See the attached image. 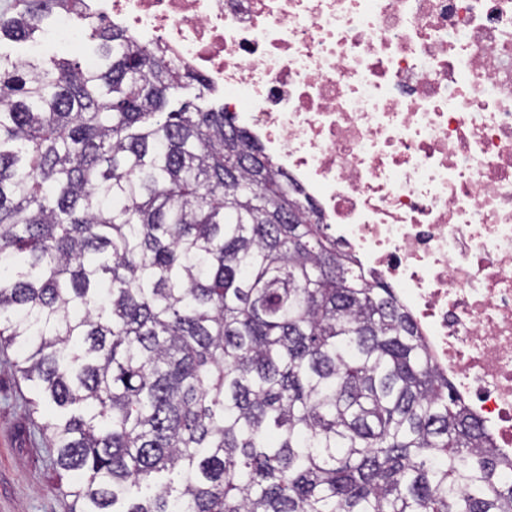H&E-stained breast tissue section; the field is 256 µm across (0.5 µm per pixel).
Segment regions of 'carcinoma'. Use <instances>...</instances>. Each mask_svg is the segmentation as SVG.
<instances>
[{"mask_svg": "<svg viewBox=\"0 0 512 512\" xmlns=\"http://www.w3.org/2000/svg\"><path fill=\"white\" fill-rule=\"evenodd\" d=\"M63 7L91 64L0 54V344L79 512H512L391 289L224 107L166 111L203 77L86 0L0 42Z\"/></svg>", "mask_w": 512, "mask_h": 512, "instance_id": "1", "label": "carcinoma"}]
</instances>
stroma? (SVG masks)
<instances>
[{
	"mask_svg": "<svg viewBox=\"0 0 512 512\" xmlns=\"http://www.w3.org/2000/svg\"><path fill=\"white\" fill-rule=\"evenodd\" d=\"M16 357L0 348V512H69L72 477L56 468V452L38 429L53 410L34 407L38 392L16 373Z\"/></svg>",
	"mask_w": 512,
	"mask_h": 512,
	"instance_id": "stroma-1",
	"label": "stroma"
}]
</instances>
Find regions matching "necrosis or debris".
<instances>
[{"mask_svg": "<svg viewBox=\"0 0 512 512\" xmlns=\"http://www.w3.org/2000/svg\"><path fill=\"white\" fill-rule=\"evenodd\" d=\"M224 91L512 460V0H95Z\"/></svg>", "mask_w": 512, "mask_h": 512, "instance_id": "1", "label": "necrosis or debris"}]
</instances>
